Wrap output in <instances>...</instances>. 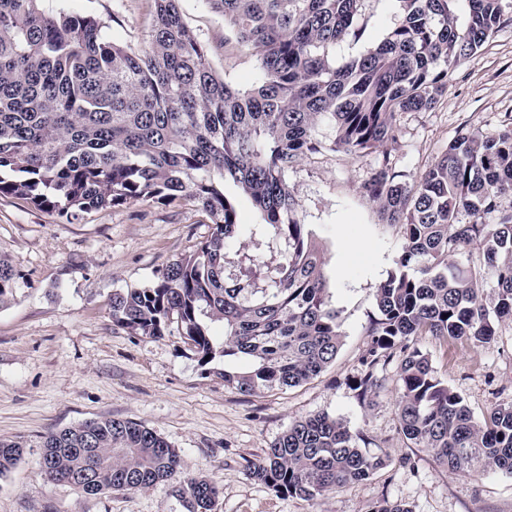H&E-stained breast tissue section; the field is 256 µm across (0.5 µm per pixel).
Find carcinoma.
<instances>
[{
	"mask_svg": "<svg viewBox=\"0 0 512 512\" xmlns=\"http://www.w3.org/2000/svg\"><path fill=\"white\" fill-rule=\"evenodd\" d=\"M41 2L0 0V195L74 219L139 200L199 207L210 236L146 285L113 292L112 319L152 337L174 322L204 365L245 361L224 370V382L246 394L318 376L341 346L324 257L286 180L319 151L317 124L328 120L335 148L352 155L396 140L398 116L434 109L460 63L512 19V0H399L401 18L383 41L337 66L325 50L363 34L362 0H209L261 62L262 82L242 93L215 73L180 0H153L140 51L107 39L94 17ZM228 178L271 227L268 253L228 260L240 231ZM365 192L383 220L401 226L405 245L376 289L378 317L356 381L363 399L380 386L375 365L395 345L422 334L483 343L512 321V124L491 136L459 135L413 184L385 164ZM487 215L496 222L485 223ZM473 244L482 268L463 269L452 256ZM15 279L0 259V302ZM216 321L221 337L211 331ZM397 386L409 447L428 450L451 473H512V401L475 420L418 350L401 359ZM42 446L44 475L77 488L94 458L110 466L99 474L102 492L149 490L179 470L177 451L132 420L80 423L47 434ZM22 454L1 440L0 475ZM382 464L322 414L293 422L247 473L313 500ZM175 493L186 512H212L218 489L192 477Z\"/></svg>",
	"mask_w": 512,
	"mask_h": 512,
	"instance_id": "cac0c4a2",
	"label": "carcinoma"
}]
</instances>
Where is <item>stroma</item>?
I'll return each mask as SVG.
<instances>
[{"mask_svg": "<svg viewBox=\"0 0 512 512\" xmlns=\"http://www.w3.org/2000/svg\"><path fill=\"white\" fill-rule=\"evenodd\" d=\"M46 4L102 21L108 39L135 50L151 29L150 0ZM179 7L208 45L216 74L243 92L261 83L256 55L206 0H180ZM399 16L398 0H363L357 19L363 36L329 47V58L341 65L360 56ZM511 118L508 24L460 64L435 109L400 115L396 142L351 155L334 150L330 125L316 128L321 151L304 156L286 178L299 218L325 256L342 344L311 381L253 395L225 384L221 364L201 365L176 328L159 338L141 336L112 319L113 291L148 283L208 236L197 207L137 201L70 220L0 195V258L17 271L0 304V439L24 447L18 464L0 475V512H183L166 486L87 495L45 477L43 436L94 419L134 420L155 430L177 450L182 476H203L218 488L213 512H371L384 499L411 512H512V473H451L427 450L408 447L396 413L398 359L379 362L382 385L367 399L355 388L378 315L375 291L404 243L400 226L381 220L364 183L385 162L415 181L459 134L491 135ZM225 190L242 226L228 250L254 253L264 221L233 182ZM408 345L429 358L476 419L512 399V322L500 323L487 343L423 335ZM318 414L341 421L383 466L314 500L278 494L248 476V463L263 458L294 421Z\"/></svg>", "mask_w": 512, "mask_h": 512, "instance_id": "35a3bbf8", "label": "stroma"}]
</instances>
